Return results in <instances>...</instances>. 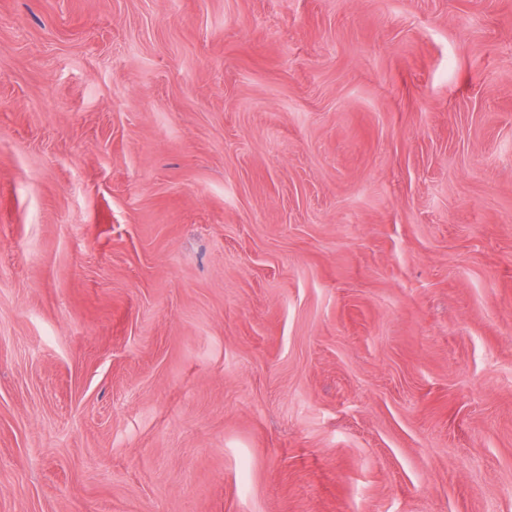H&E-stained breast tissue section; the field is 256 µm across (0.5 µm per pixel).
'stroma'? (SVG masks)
I'll return each mask as SVG.
<instances>
[{
  "mask_svg": "<svg viewBox=\"0 0 512 512\" xmlns=\"http://www.w3.org/2000/svg\"><path fill=\"white\" fill-rule=\"evenodd\" d=\"M0 512H512V0H0Z\"/></svg>",
  "mask_w": 512,
  "mask_h": 512,
  "instance_id": "obj_1",
  "label": "stroma"
}]
</instances>
